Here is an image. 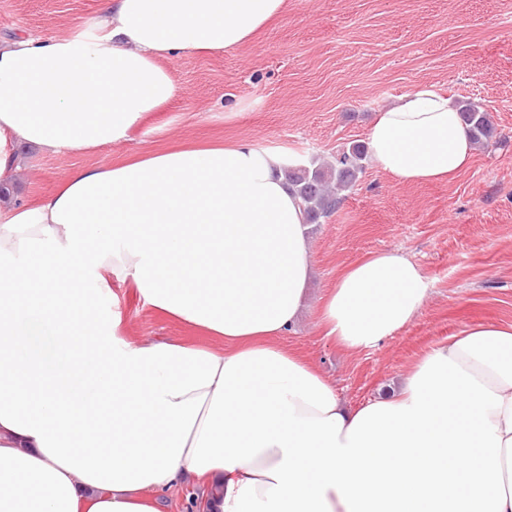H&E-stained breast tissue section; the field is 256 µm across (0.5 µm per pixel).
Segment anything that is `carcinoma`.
Wrapping results in <instances>:
<instances>
[{
	"instance_id": "cac0c4a2",
	"label": "carcinoma",
	"mask_w": 512,
	"mask_h": 512,
	"mask_svg": "<svg viewBox=\"0 0 512 512\" xmlns=\"http://www.w3.org/2000/svg\"><path fill=\"white\" fill-rule=\"evenodd\" d=\"M464 123L468 126L474 144L487 148L495 136V127L487 112L466 103L459 107ZM367 147L360 143L351 145L336 158L335 163L312 169L285 170L289 186L304 204L306 222L314 223L329 216L340 202L338 191L349 189L364 168Z\"/></svg>"
}]
</instances>
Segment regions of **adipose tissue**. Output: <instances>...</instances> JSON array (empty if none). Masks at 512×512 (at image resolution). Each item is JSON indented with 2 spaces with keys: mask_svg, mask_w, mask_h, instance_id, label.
<instances>
[{
  "mask_svg": "<svg viewBox=\"0 0 512 512\" xmlns=\"http://www.w3.org/2000/svg\"><path fill=\"white\" fill-rule=\"evenodd\" d=\"M288 0H104L89 32L0 41V181L44 155L130 140L182 93L167 62L254 40ZM376 169L448 179L474 145L457 106L417 85L368 129ZM296 156L250 140L144 150L0 205V512H512V325L427 352L391 396L347 407L280 345L311 275ZM224 349L133 341L113 281ZM431 293L381 251L323 298L343 349L377 345ZM53 337L54 353L30 343ZM190 494L191 489L177 487L167 492H160L157 496L166 503L164 512H195Z\"/></svg>",
  "mask_w": 512,
  "mask_h": 512,
  "instance_id": "adipose-tissue-1",
  "label": "adipose tissue"
}]
</instances>
